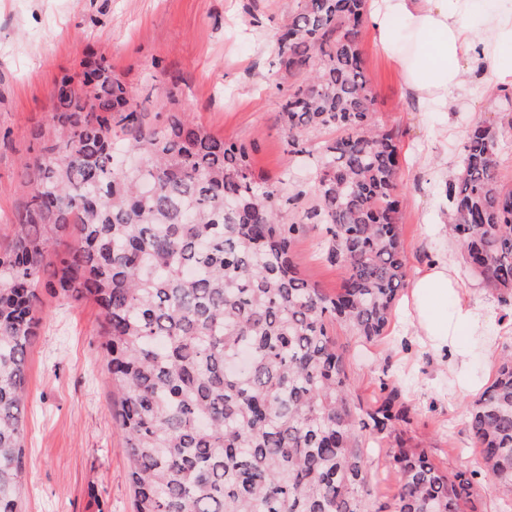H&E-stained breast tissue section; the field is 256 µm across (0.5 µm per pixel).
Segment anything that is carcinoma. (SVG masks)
<instances>
[{
	"label": "carcinoma",
	"instance_id": "cac0c4a2",
	"mask_svg": "<svg viewBox=\"0 0 512 512\" xmlns=\"http://www.w3.org/2000/svg\"><path fill=\"white\" fill-rule=\"evenodd\" d=\"M365 14V0H298L280 29V66L309 69L278 112L288 162L314 170L291 194L283 179L259 183L250 146L194 123L174 94L156 124L102 55L55 84L0 242V512L20 509L41 283L101 309L134 512H477L487 488L512 501L511 351L469 408L480 484L411 443L398 388L361 404L330 334L338 324L381 336L409 275L399 146L374 123L359 49ZM313 132L327 137L314 144ZM509 135L512 120L471 126L446 188L464 263L506 307L512 186L499 148ZM316 225L344 270L334 295L293 262ZM68 236L76 244L56 252ZM384 443L396 489L380 503L371 457Z\"/></svg>",
	"mask_w": 512,
	"mask_h": 512
}]
</instances>
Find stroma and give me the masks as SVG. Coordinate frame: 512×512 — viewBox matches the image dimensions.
Here are the masks:
<instances>
[{
    "instance_id": "stroma-1",
    "label": "stroma",
    "mask_w": 512,
    "mask_h": 512,
    "mask_svg": "<svg viewBox=\"0 0 512 512\" xmlns=\"http://www.w3.org/2000/svg\"><path fill=\"white\" fill-rule=\"evenodd\" d=\"M296 0H0V239L14 210L19 159L31 130L51 107L56 80L76 73L87 51L105 55L134 89L179 106L211 133L252 147L255 175H288V189L306 188L307 168L286 164V140L276 116L278 85L295 83L278 63V29ZM359 48L376 100L374 120L393 128L406 158L398 185L406 196L401 239L410 268L435 250L429 162H458L470 122L499 121L512 106L496 99L491 79L452 112H421L408 99L399 73L370 33ZM320 229L293 248L300 273L333 293L343 270L327 261ZM40 323L28 348L23 512H133L122 432L111 401L97 306L72 303L39 288ZM496 339L485 354L471 342V371L495 374L512 350V326L493 313L485 327ZM342 347L354 392L364 403L388 382L413 409L409 436L448 473L479 469L480 454L467 427L470 396L454 391L448 369L392 317L385 336L364 344L346 328L331 330Z\"/></svg>"
}]
</instances>
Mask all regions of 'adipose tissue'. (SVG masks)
I'll return each mask as SVG.
<instances>
[{
  "label": "adipose tissue",
  "instance_id": "obj_1",
  "mask_svg": "<svg viewBox=\"0 0 512 512\" xmlns=\"http://www.w3.org/2000/svg\"><path fill=\"white\" fill-rule=\"evenodd\" d=\"M368 25L376 48L397 65L421 110L445 112L470 93V75L490 69L493 84L512 89V0H370ZM492 302L465 286L447 248L409 280L402 315L418 341L448 360L459 392L479 393L486 382L470 372L471 337L493 351L484 323Z\"/></svg>",
  "mask_w": 512,
  "mask_h": 512
}]
</instances>
